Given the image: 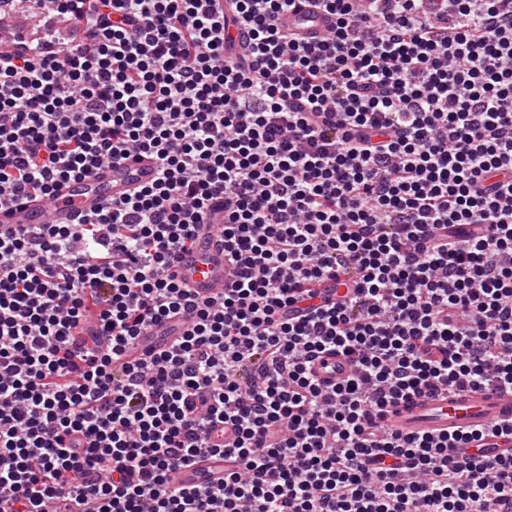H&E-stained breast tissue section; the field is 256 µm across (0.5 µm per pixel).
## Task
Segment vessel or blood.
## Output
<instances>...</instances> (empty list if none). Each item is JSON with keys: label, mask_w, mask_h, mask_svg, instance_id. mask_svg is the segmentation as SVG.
Wrapping results in <instances>:
<instances>
[{"label": "vessel or blood", "mask_w": 512, "mask_h": 512, "mask_svg": "<svg viewBox=\"0 0 512 512\" xmlns=\"http://www.w3.org/2000/svg\"><path fill=\"white\" fill-rule=\"evenodd\" d=\"M334 23L332 15L314 9L309 0H295L293 7L277 19L282 31L304 42L311 41L313 36ZM158 171L157 161L146 154L101 167L88 177L64 184L53 200H25L0 212V224L78 223L82 215L123 199L136 186L152 182ZM174 270L182 285L200 298L210 296L218 287L234 283L236 270L224 254L221 234L211 219H203L195 248L178 258ZM170 330L167 323L152 327L126 350V357L133 361L149 358L160 349L161 337L169 335ZM510 420L512 394L493 388H468L451 395L426 396L400 406L392 415L391 424L403 433L426 432L436 436L486 428ZM223 476V457L206 453L191 467L174 473L173 481L187 487Z\"/></svg>", "instance_id": "b4317fda"}]
</instances>
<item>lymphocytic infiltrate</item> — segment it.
<instances>
[{"mask_svg":"<svg viewBox=\"0 0 512 512\" xmlns=\"http://www.w3.org/2000/svg\"><path fill=\"white\" fill-rule=\"evenodd\" d=\"M292 2L50 0L68 41L0 52V208L159 163L83 223L0 228V512H512L484 446L511 425L385 424L512 391V0H315L311 43ZM219 194L238 279L199 299L173 267ZM205 447L223 480L171 487ZM310 0H295L294 7L278 16V27L303 42H312L313 36L332 27L335 18L309 6ZM178 321L181 324L178 325V329L175 332L170 331L171 327L175 324L171 321L161 326L152 327L145 336H141L134 345L126 350L125 356L133 361L149 358L161 348L158 336H178L182 334L190 324V322L184 318H180ZM322 362L326 363L325 366L331 367V370L326 371L321 362H318L321 376L333 383L345 377L350 371V361L344 356H324ZM512 419V394L489 389L456 390L431 395L400 406L391 425L400 432H426L433 436L487 428Z\"/></svg>","mask_w":512,"mask_h":512,"instance_id":"lymphocytic-infiltrate-1","label":"lymphocytic infiltrate"}]
</instances>
